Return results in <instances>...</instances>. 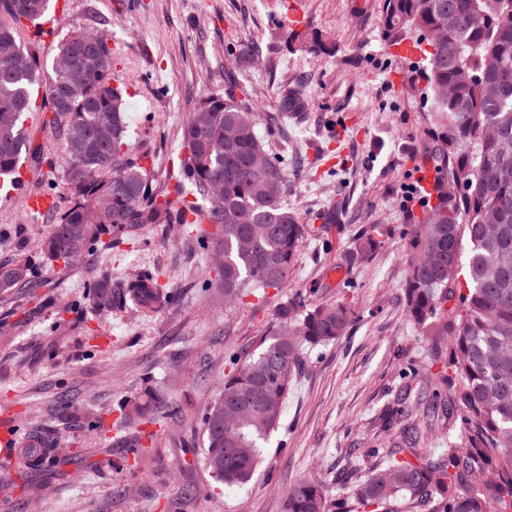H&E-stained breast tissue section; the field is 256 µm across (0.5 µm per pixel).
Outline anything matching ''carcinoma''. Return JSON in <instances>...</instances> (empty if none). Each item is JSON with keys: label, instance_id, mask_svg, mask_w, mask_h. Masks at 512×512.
Segmentation results:
<instances>
[{"label": "carcinoma", "instance_id": "1", "mask_svg": "<svg viewBox=\"0 0 512 512\" xmlns=\"http://www.w3.org/2000/svg\"><path fill=\"white\" fill-rule=\"evenodd\" d=\"M51 0H0V49L25 63L0 58V177L21 163L36 173L27 191L48 192L50 230L37 249L63 269L92 248L112 251L139 231L165 224L183 233L211 224L209 248L223 251L217 283L224 301L288 285L302 240L313 228L284 199L286 164L266 147L251 93L235 75L224 92L203 96L182 126L177 173L161 183L154 157L134 149L126 100L114 66L116 53L102 32L82 23L55 38V59L86 72L80 85L52 63L40 106L31 98L42 81L46 46L39 26ZM387 48L420 52L425 66L405 80L430 93L429 123L439 130L443 175L435 185L434 222L415 223L405 286L407 315L427 339L448 340V367L431 385L433 403L447 398L460 413L464 439L448 440L438 462L424 463L413 445L417 428L403 430V447L381 454L348 494V512H414L436 503L438 512H512V0H384ZM290 50L327 53L319 33L284 32ZM256 50H227L237 66ZM280 120L300 111L297 87H282ZM45 134L35 142V132ZM468 262L462 263L463 252ZM34 267L21 253L0 262V296H36ZM91 307L148 315L172 302L153 274L90 287ZM302 303L281 308L278 321L255 347L229 354L220 395L202 417L206 465L226 486L248 483L263 444L280 427L283 409L309 349L345 335L355 312L348 302ZM164 397L146 388L144 398L121 403L117 421L163 426L181 410L156 408ZM154 433L129 440L124 462L139 463ZM53 440L42 435L0 468V494L39 467ZM287 512H333L326 485L302 478L285 492Z\"/></svg>", "mask_w": 512, "mask_h": 512}]
</instances>
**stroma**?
<instances>
[{"label": "stroma", "instance_id": "obj_1", "mask_svg": "<svg viewBox=\"0 0 512 512\" xmlns=\"http://www.w3.org/2000/svg\"><path fill=\"white\" fill-rule=\"evenodd\" d=\"M73 19L107 34L119 55L131 140L155 158L164 177L178 157L181 127L198 100L224 86L229 47L259 52L240 75L253 91L259 131L288 161L285 200L313 225L294 259L286 288L228 306L213 284V253L201 225L180 235L149 227L137 247L116 256L89 251L71 270L37 256L34 239L47 224L29 221L23 197L0 205V261L18 250L33 255L38 295L0 302L11 328L0 333V410L19 419L18 446L40 429L67 451L60 464L32 470V496H0V512H286L284 491L304 477L321 480L344 504L371 449L400 440L401 421L381 417L404 400L417 408L442 366L431 343L406 314L404 283L413 223L403 187L435 171L428 100L390 77L420 58L395 59L382 42L383 0H75ZM332 38L329 54L285 50V24ZM300 87L304 109L278 119V92ZM156 272L173 302L151 316L123 311L96 316L87 327L59 322L61 307L85 310L86 291L103 277ZM343 299L355 311L349 332L307 354L252 480L228 488L214 479L203 452L201 417L228 370L227 350L247 351L274 324L286 302ZM416 376H404L408 364ZM154 383L182 418L156 429L144 465L116 469L133 427L113 431L118 403ZM70 404L107 425L61 420Z\"/></svg>", "mask_w": 512, "mask_h": 512}]
</instances>
